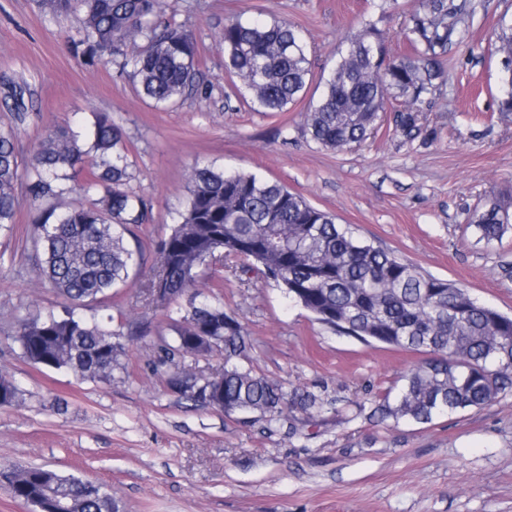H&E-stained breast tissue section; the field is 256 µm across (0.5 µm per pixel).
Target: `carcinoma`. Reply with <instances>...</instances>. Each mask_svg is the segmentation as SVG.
Returning <instances> with one entry per match:
<instances>
[{
  "label": "carcinoma",
  "instance_id": "cac0c4a2",
  "mask_svg": "<svg viewBox=\"0 0 512 512\" xmlns=\"http://www.w3.org/2000/svg\"><path fill=\"white\" fill-rule=\"evenodd\" d=\"M44 11L79 15L71 37L75 55L93 67L112 56V64L136 79L139 96L166 107L187 96L203 95L199 48L175 16L164 17L163 0H41ZM413 51L379 60L384 31L365 25L346 40L335 67L324 80L305 128L317 144L336 151L363 144L373 134L391 98L404 107L397 127L417 131L427 95L444 77L439 57L465 34L462 7L454 0H418L408 16ZM224 69L250 94V107L281 112L304 94L311 76V49L293 24L270 19L225 20L219 33ZM130 44L137 49L128 51ZM496 53L500 77L512 67V22L501 21ZM9 112L27 110L25 83L4 79ZM90 164L86 189L100 193L85 207L70 201L77 168ZM132 167L120 131L106 114L95 115L84 138L67 128L45 136L28 169L21 170L14 132L0 128V231L15 223L17 185L28 182L32 202L47 203L33 245L40 269L52 288L72 305L89 306L126 284L136 261L126 236L142 225L147 202L127 190ZM184 209L171 232L155 247L147 292L158 306L183 296L197 268L219 257L243 262L253 272L283 286L288 297L330 328L363 342H376L438 358L413 367L399 394L378 404L373 415L396 422L430 423L444 413L480 408L512 391V318L479 304L463 288L423 271L418 265L361 240L336 217L292 193L277 181L251 173L195 168ZM480 239L498 241L512 224V212L499 200L476 216ZM177 339L158 344L154 370L166 369L167 385L183 391L171 371L173 352L224 354L222 379L210 394H190L204 406L224 395L230 413H256L268 423L288 411L322 408L321 396L283 388L238 363L249 343L238 318L216 300L189 302L186 313L170 318ZM123 333L96 322L32 310L20 321L14 340L34 365L65 370L81 379L110 380L124 353ZM12 381L0 377V407L18 401ZM12 496L42 500L50 512H114L107 485L40 467L8 476Z\"/></svg>",
  "mask_w": 512,
  "mask_h": 512
}]
</instances>
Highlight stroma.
I'll return each mask as SVG.
<instances>
[{
	"instance_id": "35a3bbf8",
	"label": "stroma",
	"mask_w": 512,
	"mask_h": 512,
	"mask_svg": "<svg viewBox=\"0 0 512 512\" xmlns=\"http://www.w3.org/2000/svg\"><path fill=\"white\" fill-rule=\"evenodd\" d=\"M200 49L207 98L154 107L111 59L86 66L70 38L73 14L52 16L40 0H0V77L26 83L28 111L0 112L21 162L48 130L85 134L97 112L122 132L132 162L129 188L150 206L130 237L140 259L115 296L77 315L123 331L125 353L111 380H81L27 362L13 334L34 308L64 300L37 272L32 248L39 208L19 183L12 231L0 233V375L20 390L0 407V472L43 467L107 485L120 512H512V392L490 405L432 422L371 419L397 395L420 354L333 331L290 301L276 283L243 273L239 261L201 267L198 299L220 296L244 326L245 366L285 390L321 394L323 408L296 426L194 405L151 364L159 338L174 339L164 310L145 294L155 246L189 195L198 164L284 184L335 214L362 239L465 288L512 315V230L480 240L473 216L488 199L512 205V113L498 109L493 34L512 0H479L461 44L441 64L445 80L423 105L419 130L396 126L400 102L382 113L361 148L336 152L312 141L304 115L322 92L348 35L369 22L388 55L410 53L405 17L415 0L380 12V0H165ZM278 12L305 33L313 79L281 112H257L224 70V21Z\"/></svg>"
}]
</instances>
